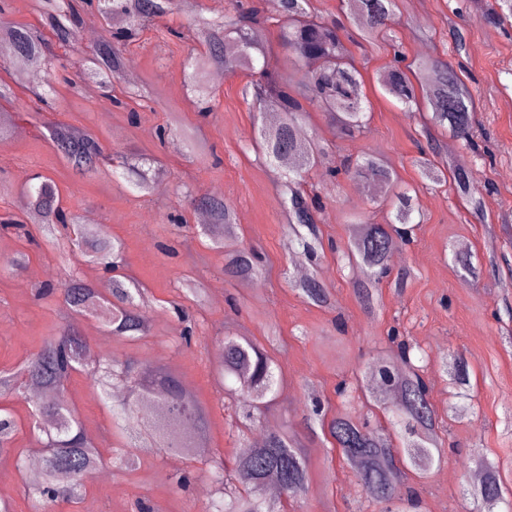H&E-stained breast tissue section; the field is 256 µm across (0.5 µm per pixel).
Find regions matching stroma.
<instances>
[{"mask_svg": "<svg viewBox=\"0 0 512 512\" xmlns=\"http://www.w3.org/2000/svg\"><path fill=\"white\" fill-rule=\"evenodd\" d=\"M465 26L467 51L457 53L448 36L453 25ZM194 46L189 18L176 13L151 22L130 41L124 54L137 81L159 94L157 103L117 104L112 93H88V79L77 77L76 62L91 47L79 38L77 49L40 66L38 79L13 85L12 64L0 65V82L13 86V102L4 103L11 129L0 141V220L18 216L22 225H1L6 255L24 252L17 270H0V369L35 356L46 340L71 327L85 334L100 356L138 364L150 371L168 365L203 408L208 422L202 452L185 459L156 448H141L137 470L125 469L120 448L131 442L129 431L112 421L90 374L75 375L67 387L70 406L93 445L102 450L107 483L92 480L85 501L97 512H202L213 491L212 473L232 465L243 443L259 431L287 424L296 432L307 463L308 492L285 501L284 512H376L367 502L355 473L328 436L312 439L303 427L312 396L336 410L363 414L360 400L344 402L336 393L342 380L363 376L374 358L388 354L391 329L424 354L422 375L436 408L445 457L424 479L407 474L403 487L416 492L422 512H473L466 490L476 453L498 461L504 480L512 481V23L491 26L475 16L472 0H399L395 23L386 36L352 44L354 62L364 78L370 103L369 129L360 139H341L322 112L310 109L301 121L319 138L329 162L379 156L396 173L399 188H417L421 222L412 243L403 246L405 267L413 275L401 289L383 285L380 306L367 315L352 283L362 272L347 260L325 253L317 263L332 305L310 304L289 283L293 275L288 219L277 191V174L254 145L261 118L243 98L245 74L213 81L214 112L198 113L188 90L189 52ZM407 60L434 55L460 65L459 76L476 105L474 143L438 133L440 143H454L473 176L472 191L483 212L474 214L452 185L422 184L415 160L425 144L424 113L405 111L381 92L376 76L393 64L395 50ZM194 128L201 145L190 151L178 132L158 138L170 113ZM68 124L95 136L105 154H143L164 171L157 190L139 194L104 164L98 173L76 174L55 151L50 129ZM54 180L67 211L78 217L95 213L108 238L124 245L123 271L155 299L148 336L131 341L90 330L89 318L66 312L57 289L76 279L95 286L104 268L69 254L53 241L26 230L35 223L20 205L35 176ZM322 205L319 225L323 242L344 245L352 225L384 224L388 209L345 175L311 171ZM219 187L237 216L229 240L253 247L264 265L259 283H240L224 276L223 253L211 250L192 207L195 198ZM478 270L463 278L453 256L459 243ZM204 291L221 286L219 301L196 302L187 283ZM197 330L184 342L188 322ZM248 336L265 344L280 364L283 382L274 405L259 423L237 425L224 384L213 373L216 349L225 337ZM441 353L464 356L470 368L471 398L465 414L450 407L456 399L446 377L438 373ZM191 473L190 483L176 479Z\"/></svg>", "mask_w": 512, "mask_h": 512, "instance_id": "stroma-1", "label": "stroma"}]
</instances>
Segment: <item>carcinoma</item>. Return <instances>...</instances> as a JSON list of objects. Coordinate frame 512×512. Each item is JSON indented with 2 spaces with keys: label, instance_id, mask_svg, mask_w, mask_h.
Returning <instances> with one entry per match:
<instances>
[{
  "label": "carcinoma",
  "instance_id": "carcinoma-1",
  "mask_svg": "<svg viewBox=\"0 0 512 512\" xmlns=\"http://www.w3.org/2000/svg\"><path fill=\"white\" fill-rule=\"evenodd\" d=\"M99 12L106 20V34L90 50L84 61V75L111 89L127 66L122 46L135 30L157 18L182 10L180 0H98ZM308 0H279L281 18L280 44L295 61L296 69L286 75L267 61L265 42L259 37L258 10L250 5L233 13L207 17L193 16L191 34L202 48L191 63L189 76L193 97L208 102L213 92L208 84L209 71L221 67L226 74L244 72L251 77L245 95L252 105L262 110L273 99L280 112L270 126L262 128L257 148L281 174L283 200L288 210V228L293 242L302 246L303 254L316 259L319 240L317 197L304 189V174L323 165L326 149L315 139L300 140L297 129L304 107L289 87L298 83L307 103L326 113L339 138L356 139L365 134L368 118L361 75L352 64V51L336 24L318 20L306 9ZM40 10L52 36L61 46H72L78 36V17L74 0H40ZM349 19L360 31L362 39L373 40L386 32L396 13V0H346ZM482 18L500 24L512 18V0H494L487 5ZM47 49L43 38L29 29L0 25V60L11 58L44 59ZM383 90L397 99L409 112L429 110V125L450 131L470 142L474 105L448 62L438 57L414 61L402 68L393 66L379 74ZM56 151L79 173L97 170L103 160L99 141L90 134L67 126L51 131ZM434 138L428 150L419 151L417 159L422 177L435 184L450 181L457 192L468 198L476 210L481 202L471 192L472 174L457 170L429 158L436 153ZM123 174L133 188L150 194L157 184L136 163L122 162ZM353 179L366 183L373 198L386 202L390 219L386 224H356L349 236L344 255L349 263L364 269V278L353 282L360 306L369 314L377 311L382 284L401 288L411 276L403 268L393 272L389 253L396 245L410 242L413 233L414 197L407 192L390 193L393 175L378 157L364 155L353 166L344 167ZM27 208L41 220L39 228L54 237L56 225L73 224L76 238L71 244L89 261L105 264L114 272L110 296L102 297L90 286L72 280L62 289L64 306L76 313L94 317L108 330L131 341L147 335L149 298L140 285L120 272L122 244L109 240L96 224H82L76 215H67L59 203V192L49 177L30 185L25 191ZM196 208L206 211L211 223L202 225V233L219 247L221 239L213 228L230 230L236 223L233 207L222 197L201 198ZM261 269L255 254L244 247L224 257V276L246 281L259 276ZM307 300L319 307L331 304V295L320 282L317 271L293 283ZM224 356L218 361V379L232 378L234 394L240 403L242 418L253 424L260 420L276 399L282 381L280 367L266 348L246 336H227ZM412 347L402 341L385 358L377 360L373 370L378 387L364 386L361 394L369 405L368 412L380 410L388 414L389 426L373 427L368 417L355 416L343 409L331 419L316 420L319 410L307 417L309 428L320 423L328 431L341 457L357 472L362 490L379 512H393L390 504L397 498L400 471L394 467L395 456H404L407 464L420 474L429 472L442 454V442L436 431L437 416L430 401V390L423 376L411 362ZM97 369L100 394L113 397L112 380L132 382L138 366L130 361L92 356L86 337L71 329H63L33 358L18 369L0 374V397L19 396L31 407L29 429L45 435L47 452L43 458L41 479L26 487L25 493L37 503H78L86 490V480L97 473L102 464L101 452L89 443L75 412L68 404L64 389L75 374L87 368ZM448 383L464 396L469 386V364L460 355L444 361ZM156 387L163 398L155 411L145 419L139 415L136 402L113 405L123 426L141 431L150 446L168 454L190 457L199 440L206 435L207 421L196 400L183 387L181 379L170 371L158 376ZM18 428L10 409L0 406V456L13 455L17 467H25L22 451L12 447ZM483 480L470 487L476 504L475 512H496L509 492L498 466L478 456ZM285 484V498H298L308 489L307 466L288 427L271 429L258 444H244L234 460L233 468H222L215 474L216 496L204 512H280V503L266 497L269 476Z\"/></svg>",
  "mask_w": 512,
  "mask_h": 512
}]
</instances>
